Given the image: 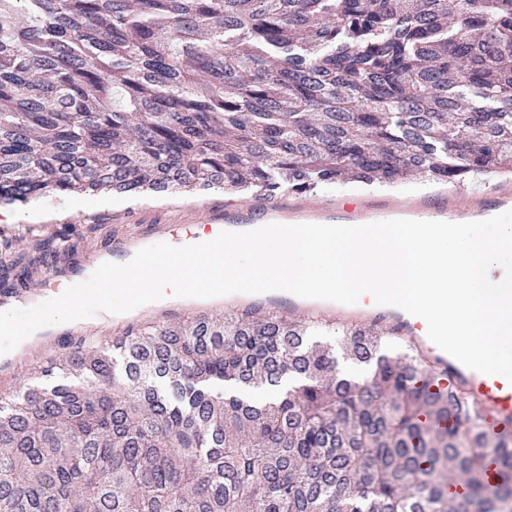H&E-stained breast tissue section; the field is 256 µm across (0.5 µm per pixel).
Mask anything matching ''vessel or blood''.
<instances>
[{
  "label": "vessel or blood",
  "instance_id": "obj_1",
  "mask_svg": "<svg viewBox=\"0 0 512 512\" xmlns=\"http://www.w3.org/2000/svg\"><path fill=\"white\" fill-rule=\"evenodd\" d=\"M512 204V193L494 191L492 197H469L460 195L458 189L447 192L446 200L424 198L405 204L389 203L374 209L365 203L346 206L344 201L337 203H314L299 201L290 191L271 196L256 207L243 204H226L224 210H214L207 216V225L211 236L224 231L245 232L254 216H261L264 223L299 224L311 219L321 224L337 223L340 216L350 214L365 223L403 219L462 222L472 218L485 220ZM174 241L178 245L194 244L198 241L196 227L190 223L164 224L153 228L133 225L129 233L113 239L108 253L88 257L78 268L50 270L44 278L46 284L59 281L79 283L86 280L102 263L112 257L132 258L142 247L165 241ZM254 308L256 314L265 309L282 310L285 315L299 321H320L333 324L345 321L355 325L369 324L395 338L408 341L427 357L435 377V386L439 389L452 387L462 396L476 405L482 430L489 441L484 450V479L491 486L512 481V473L500 464L496 444L499 441L512 440V383L500 375H485L471 370L455 358L438 348L427 336V325L419 317L397 311L393 308L370 303L361 304L356 311L348 312L344 308L324 302H302L289 297L287 302H271L270 306L258 304L254 297L231 294L217 298L208 304V311H225L232 314L246 308Z\"/></svg>",
  "mask_w": 512,
  "mask_h": 512
}]
</instances>
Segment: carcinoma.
<instances>
[{
    "instance_id": "carcinoma-1",
    "label": "carcinoma",
    "mask_w": 512,
    "mask_h": 512,
    "mask_svg": "<svg viewBox=\"0 0 512 512\" xmlns=\"http://www.w3.org/2000/svg\"><path fill=\"white\" fill-rule=\"evenodd\" d=\"M509 168L512 0H0L5 204ZM62 236L6 242L0 290ZM341 347L365 381L274 312L54 359L0 398V512H499L473 407L372 328Z\"/></svg>"
}]
</instances>
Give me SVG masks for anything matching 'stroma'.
Segmentation results:
<instances>
[{
	"mask_svg": "<svg viewBox=\"0 0 512 512\" xmlns=\"http://www.w3.org/2000/svg\"><path fill=\"white\" fill-rule=\"evenodd\" d=\"M443 189L442 184L424 180L405 182L397 186L361 187L354 183L319 187L306 192L305 197L314 202H327L340 197L385 196L393 199L433 196ZM229 198L223 190L210 189L199 192L144 193L124 197L109 192L90 196L47 197L25 207L20 223L5 226L6 234L34 233L45 238L58 236L65 226L74 225L85 230L87 225H100V233L89 235L84 245V254L100 252L101 233L124 231L129 224H170L180 211L196 205L202 208H220ZM65 214V221H58V214ZM114 333L111 327L94 320H85L77 328L76 335L40 338L32 335L21 342L10 356L13 367L10 372L0 371V396L15 394L24 379L33 374L35 368L48 359L73 350L84 344L99 348L111 345Z\"/></svg>",
	"mask_w": 512,
	"mask_h": 512,
	"instance_id": "obj_1",
	"label": "stroma"
}]
</instances>
